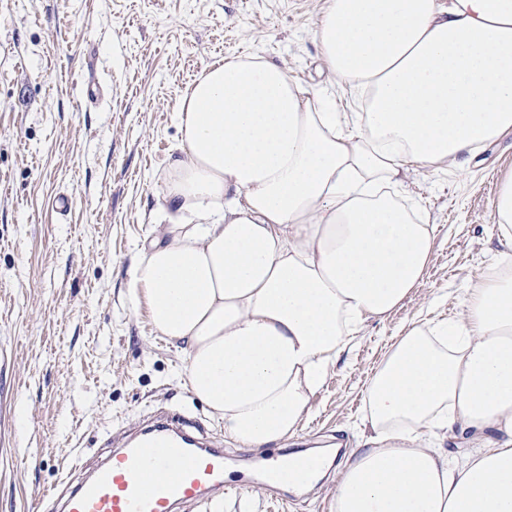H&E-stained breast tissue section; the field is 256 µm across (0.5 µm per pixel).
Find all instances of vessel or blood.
<instances>
[{
    "label": "vessel or blood",
    "mask_w": 512,
    "mask_h": 512,
    "mask_svg": "<svg viewBox=\"0 0 512 512\" xmlns=\"http://www.w3.org/2000/svg\"><path fill=\"white\" fill-rule=\"evenodd\" d=\"M224 451L196 444L159 417L64 496L59 512H177L224 484Z\"/></svg>",
    "instance_id": "vessel-or-blood-1"
}]
</instances>
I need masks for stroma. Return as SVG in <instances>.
Wrapping results in <instances>:
<instances>
[{"label":"stroma","mask_w":512,"mask_h":512,"mask_svg":"<svg viewBox=\"0 0 512 512\" xmlns=\"http://www.w3.org/2000/svg\"><path fill=\"white\" fill-rule=\"evenodd\" d=\"M324 0H0V512H49L161 410L198 422L225 463L259 471L184 385L182 345L127 298L157 236L175 112L208 64L258 53L307 88H333L315 28ZM512 135L477 162L411 168L404 193L435 226L419 284L367 320L330 365L285 449L351 452L369 434L365 390L404 330L458 318L466 288L505 251L491 218ZM70 207L59 211L57 200ZM335 468L308 488L216 491V512H329Z\"/></svg>","instance_id":"1"}]
</instances>
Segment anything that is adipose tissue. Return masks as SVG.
I'll return each instance as SVG.
<instances>
[{
    "label": "adipose tissue",
    "mask_w": 512,
    "mask_h": 512,
    "mask_svg": "<svg viewBox=\"0 0 512 512\" xmlns=\"http://www.w3.org/2000/svg\"><path fill=\"white\" fill-rule=\"evenodd\" d=\"M315 37L358 111L258 54L205 67L175 114L172 222L129 274L131 304L184 345L185 386L249 450L293 437L358 326L421 280L435 228L402 194L410 167L512 135V0H326ZM463 304L386 357L334 512H512V264ZM456 432L476 443L461 458Z\"/></svg>",
    "instance_id": "ef3b65f1"
}]
</instances>
